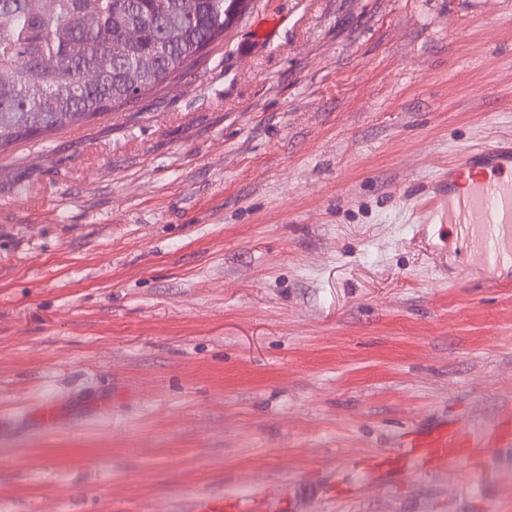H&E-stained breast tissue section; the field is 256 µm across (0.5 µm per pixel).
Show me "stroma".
I'll return each instance as SVG.
<instances>
[{
  "mask_svg": "<svg viewBox=\"0 0 512 512\" xmlns=\"http://www.w3.org/2000/svg\"><path fill=\"white\" fill-rule=\"evenodd\" d=\"M512 136V0H254L0 148V512H512V281L421 211ZM478 445L458 433L457 431L448 432V429H442L432 435L428 442L424 444H406L403 448H409L402 454L397 456L399 460H412V461H447L449 458L455 456L460 448H474Z\"/></svg>",
  "mask_w": 512,
  "mask_h": 512,
  "instance_id": "obj_1",
  "label": "stroma"
}]
</instances>
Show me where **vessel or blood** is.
Masks as SVG:
<instances>
[{"instance_id":"obj_1","label":"vessel or blood","mask_w":512,"mask_h":512,"mask_svg":"<svg viewBox=\"0 0 512 512\" xmlns=\"http://www.w3.org/2000/svg\"><path fill=\"white\" fill-rule=\"evenodd\" d=\"M448 221L457 225L471 248L490 269L512 256V143L473 152L448 167ZM471 440L440 430L402 454L412 461H445Z\"/></svg>"}]
</instances>
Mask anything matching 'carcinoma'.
I'll list each match as a JSON object with an SVG mask.
<instances>
[{
    "mask_svg": "<svg viewBox=\"0 0 512 512\" xmlns=\"http://www.w3.org/2000/svg\"><path fill=\"white\" fill-rule=\"evenodd\" d=\"M0 0V148L162 86L238 15L236 0ZM94 15L93 31L84 18ZM88 71L99 80L88 83Z\"/></svg>",
    "mask_w": 512,
    "mask_h": 512,
    "instance_id": "cac0c4a2",
    "label": "carcinoma"
}]
</instances>
